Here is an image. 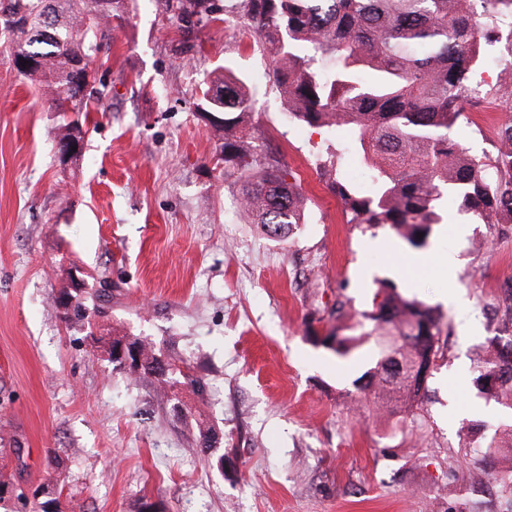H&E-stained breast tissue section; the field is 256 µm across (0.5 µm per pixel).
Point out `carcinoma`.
I'll use <instances>...</instances> for the list:
<instances>
[{
	"mask_svg": "<svg viewBox=\"0 0 512 512\" xmlns=\"http://www.w3.org/2000/svg\"><path fill=\"white\" fill-rule=\"evenodd\" d=\"M233 16L247 22L257 46L271 63L288 119L344 137L363 157L369 176L359 183L338 173L331 188L351 213L350 222L371 228L390 226L413 247L427 244L439 223L441 203L452 198L484 224L512 219V124L504 128V149L495 166L468 154L459 139V120L473 101L474 74L488 47L497 42L485 19L512 15V0H230ZM173 15L197 17L206 25L226 19L211 0H168ZM127 0H0V55L30 58L16 71L39 86L56 113V144L84 142L89 112L110 95L104 83L86 93L85 71L110 49L105 31L125 20ZM332 59V69L322 61ZM224 143L215 166L239 185L238 211L279 239L303 223L298 186L276 159L261 157L251 123L256 100L231 68L203 83L194 102ZM112 302L103 288L72 292L60 308L68 325H85ZM443 316L417 295H406L388 280L379 282L372 308L349 324L336 308V326L315 342L342 359L367 353L365 370L353 386L374 392L378 409L394 395L403 415L389 435L405 442L422 431L428 418L426 381L415 368L437 356ZM123 346L143 359L142 367L115 354ZM114 367L168 384L171 365L154 347L131 336H109L102 345ZM475 383L486 397H512V362L495 344L485 347ZM512 439V422L492 428L478 454L497 466L499 490L512 497V456L501 454ZM469 479L489 476L473 458L456 459Z\"/></svg>",
	"mask_w": 512,
	"mask_h": 512,
	"instance_id": "cac0c4a2",
	"label": "carcinoma"
}]
</instances>
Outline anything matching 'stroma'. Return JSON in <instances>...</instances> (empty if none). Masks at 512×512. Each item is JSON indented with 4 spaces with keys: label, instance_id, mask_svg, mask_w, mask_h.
<instances>
[{
    "label": "stroma",
    "instance_id": "stroma-1",
    "mask_svg": "<svg viewBox=\"0 0 512 512\" xmlns=\"http://www.w3.org/2000/svg\"><path fill=\"white\" fill-rule=\"evenodd\" d=\"M111 44L96 68L112 95L72 166L41 91L0 57V472L61 512H512L450 464L474 448L463 423L512 419L473 384L483 347L512 343V223H478L451 200L421 249L351 223L324 166L353 176L362 156L289 121L242 20L205 26L129 0ZM511 58L498 43L475 74L497 111L466 112L463 143L490 166L512 124V89L496 81ZM228 59L258 100L260 153L300 186L305 219L282 241L239 217L237 186L211 163L222 136L193 110ZM76 277L111 289V333L186 364L204 398L113 368L68 327L54 296ZM386 279L444 315L430 419L401 448L353 389L362 359L312 341L336 307L369 310Z\"/></svg>",
    "mask_w": 512,
    "mask_h": 512
}]
</instances>
